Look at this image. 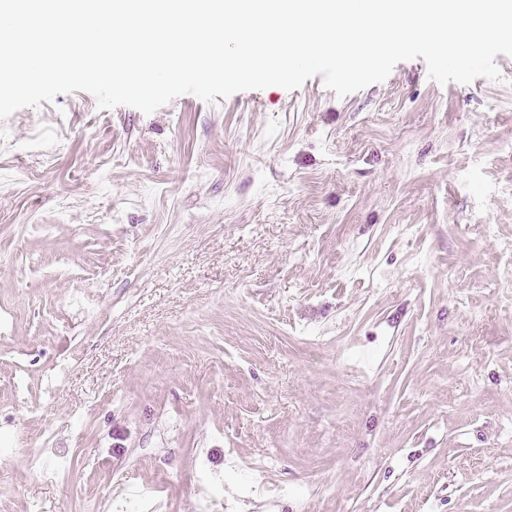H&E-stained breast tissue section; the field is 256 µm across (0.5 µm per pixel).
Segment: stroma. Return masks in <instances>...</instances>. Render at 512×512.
Masks as SVG:
<instances>
[{
  "label": "stroma",
  "mask_w": 512,
  "mask_h": 512,
  "mask_svg": "<svg viewBox=\"0 0 512 512\" xmlns=\"http://www.w3.org/2000/svg\"><path fill=\"white\" fill-rule=\"evenodd\" d=\"M495 62L0 121V512H512Z\"/></svg>",
  "instance_id": "obj_1"
}]
</instances>
